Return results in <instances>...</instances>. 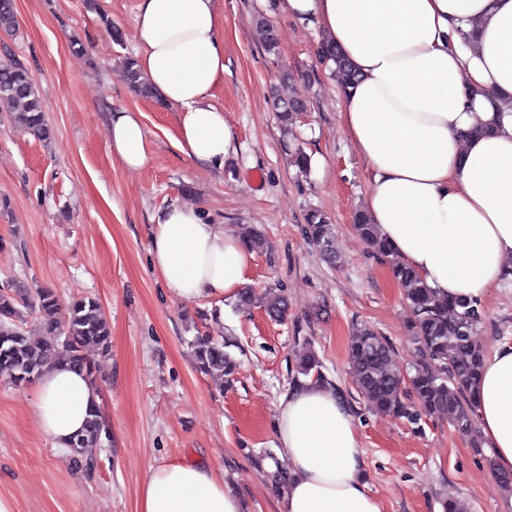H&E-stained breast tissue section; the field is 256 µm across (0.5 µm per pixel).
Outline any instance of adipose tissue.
<instances>
[{
  "mask_svg": "<svg viewBox=\"0 0 512 512\" xmlns=\"http://www.w3.org/2000/svg\"><path fill=\"white\" fill-rule=\"evenodd\" d=\"M279 15L319 26L357 79L338 90L341 125L364 164V210L433 289L477 302L512 278V0H276ZM135 59L180 111L178 148L223 169L235 134L211 98L224 81L217 0H139ZM109 144L145 161L142 114L112 113ZM152 263L182 300L234 299L254 260L237 233L199 206L169 207L152 229ZM97 390L66 361L46 368L31 405L55 447L80 434ZM481 440L512 472V344L486 357L472 397ZM288 483L280 512H384L363 477L347 402L307 382L278 404ZM138 512H247L223 472L183 461L151 467Z\"/></svg>",
  "mask_w": 512,
  "mask_h": 512,
  "instance_id": "adipose-tissue-1",
  "label": "adipose tissue"
}]
</instances>
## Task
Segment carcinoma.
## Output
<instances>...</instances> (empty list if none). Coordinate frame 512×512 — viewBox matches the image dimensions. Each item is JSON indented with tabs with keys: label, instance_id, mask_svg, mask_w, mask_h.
<instances>
[{
	"label": "carcinoma",
	"instance_id": "obj_1",
	"mask_svg": "<svg viewBox=\"0 0 512 512\" xmlns=\"http://www.w3.org/2000/svg\"><path fill=\"white\" fill-rule=\"evenodd\" d=\"M16 25L15 0H0V29L9 31ZM255 31L265 50L277 54L278 35L264 17L255 20ZM317 56L332 62V73L343 85L353 83L354 74L336 49L320 43ZM121 77L137 95L155 97L152 86L137 68L133 58L124 60ZM271 106L281 127L290 132L298 122L305 103L274 91ZM0 110L9 114L12 124L42 142L52 140L53 132L43 110L39 90L28 70L15 63H0ZM354 227L373 253L389 266L395 282L408 304L411 320L409 333L416 346L418 362L410 384L392 368L395 351L392 344L374 329L356 328L348 351L351 379L368 407L378 413L391 414L419 425L424 417L448 420L457 432L472 437L474 453L485 463L502 489L512 493V474L497 472L493 455L486 453L475 429L474 411L468 388L479 376L485 352L476 341L482 323V308L470 301L449 302L440 298L399 256L390 251L375 225L365 214L357 212ZM309 241L330 263L339 251L336 230L330 219L318 210L306 219ZM239 236L254 249L264 247L260 231L250 224L239 226ZM265 313L274 321L287 316L288 298L270 293L263 297ZM37 315L39 335L31 336L20 325L22 310ZM233 340L217 339L205 332L193 341V352L200 372L232 378L238 370L237 360L227 351ZM111 331L101 305L91 297L75 300L63 311L49 288L33 290L23 282L12 281L0 287V377L15 385L35 382L54 361L64 360L83 371L91 385L97 383V360L110 354ZM295 375L298 384L311 378L323 380L321 363L306 337H295ZM109 440V425L100 407L92 410L84 431L69 444L70 462L79 465L93 458L95 450Z\"/></svg>",
	"mask_w": 512,
	"mask_h": 512
}]
</instances>
